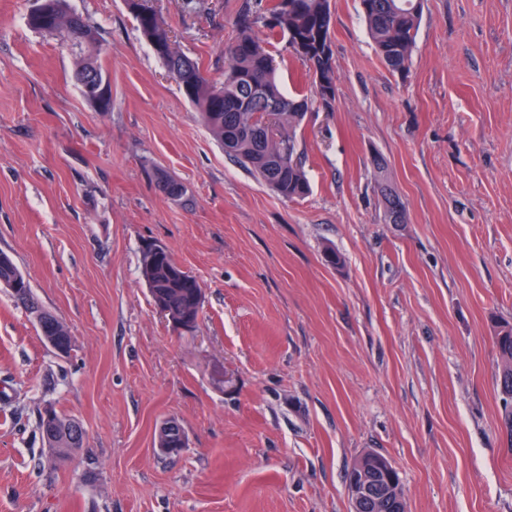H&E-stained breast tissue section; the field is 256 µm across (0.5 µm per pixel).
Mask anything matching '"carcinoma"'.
<instances>
[{"mask_svg": "<svg viewBox=\"0 0 512 512\" xmlns=\"http://www.w3.org/2000/svg\"><path fill=\"white\" fill-rule=\"evenodd\" d=\"M423 0H360L368 33L387 69L404 76L410 69ZM143 36L150 45L170 41V30L155 12L144 14L134 9ZM45 21L37 30L59 38L76 63L74 80L90 103L93 97L82 83L84 75L94 72L110 81L99 62L103 51L95 31L79 14L71 11L67 0H40ZM238 35L224 45V82L210 80L198 60L172 46L158 52L170 76L199 112L202 122L224 153L256 174L282 198H302L311 190L297 152V129L308 110L315 105L331 112L336 102V74L331 47L329 0H288L283 5L272 0L271 7L255 15L244 9L237 21ZM287 38L288 53L300 58L312 71L311 94L290 95L282 91L276 77L270 39ZM156 183L164 196L174 202L184 196L181 184L156 173ZM385 217L392 223H405V204L384 178L377 180ZM141 274L152 299L165 303L174 315L192 306L201 285L195 275L175 265L169 252H157L152 245L142 250ZM21 281L11 290L13 298L30 309L37 308L30 283L14 259L0 251V284ZM39 335L48 344L72 351L68 329L54 315L39 312ZM499 355L498 386L503 401V423L512 438V325L499 327L495 336ZM49 448L70 456L83 447L84 436L71 435L55 441L43 438ZM384 455L367 451L347 469L346 480L369 469ZM403 493L399 472H394L377 488L378 499L360 505V512H401L398 501Z\"/></svg>", "mask_w": 512, "mask_h": 512, "instance_id": "cac0c4a2", "label": "carcinoma"}]
</instances>
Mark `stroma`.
Listing matches in <instances>:
<instances>
[{
    "instance_id": "obj_1",
    "label": "stroma",
    "mask_w": 512,
    "mask_h": 512,
    "mask_svg": "<svg viewBox=\"0 0 512 512\" xmlns=\"http://www.w3.org/2000/svg\"><path fill=\"white\" fill-rule=\"evenodd\" d=\"M148 2L217 81L243 5L261 8ZM69 3L102 40L111 111L28 26L37 0H0V250L73 338L58 354L0 288V512H351L345 469L369 450L408 512H512L493 345L512 323V0H424L404 78L359 0H329L336 107L303 121L311 192L292 201L225 155L127 0ZM270 51L282 89L309 93L284 40ZM378 157L405 223L384 220ZM149 242L200 281L194 332L156 308ZM49 404L85 429L57 469ZM167 419L177 455L155 446Z\"/></svg>"
}]
</instances>
